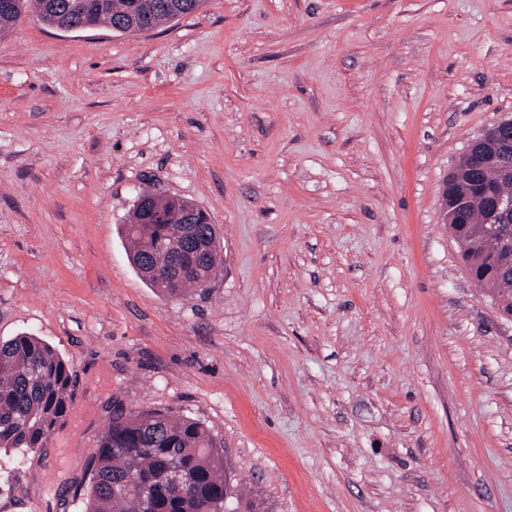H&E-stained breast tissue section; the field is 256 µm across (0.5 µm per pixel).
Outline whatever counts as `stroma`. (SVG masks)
Returning a JSON list of instances; mask_svg holds the SVG:
<instances>
[{"label": "stroma", "mask_w": 512, "mask_h": 512, "mask_svg": "<svg viewBox=\"0 0 512 512\" xmlns=\"http://www.w3.org/2000/svg\"><path fill=\"white\" fill-rule=\"evenodd\" d=\"M512 118V0H206L164 26L0 37V341L52 344L87 408L0 456V512H74L120 413L194 417L263 512H512V320L443 189ZM145 190L223 263L130 264ZM217 257L218 246H216L213 251H208V258L206 260V263L202 266L201 269L197 271V274L195 276H193L194 266L189 265L180 259L177 260V254L165 266H161L159 264L152 265L151 263L145 264V268L148 269V274L154 276L157 279L168 280L173 286L176 287L181 283L179 288H172L171 285L165 281H157L155 279L145 280L151 287L158 288L160 292L170 296H179L188 290L199 291L200 294H203L205 292L204 288H210V285L212 283L214 277L213 269L215 270V266L217 265ZM212 267L213 269L209 271L207 279L202 282L201 288L200 279L205 278L206 272Z\"/></svg>", "instance_id": "1"}]
</instances>
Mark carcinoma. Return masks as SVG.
<instances>
[{
	"label": "carcinoma",
	"mask_w": 512,
	"mask_h": 512,
	"mask_svg": "<svg viewBox=\"0 0 512 512\" xmlns=\"http://www.w3.org/2000/svg\"><path fill=\"white\" fill-rule=\"evenodd\" d=\"M204 0H0V33L13 29L31 12L42 23L89 28L120 26L126 33L139 24L155 29L198 11ZM482 163L462 157L448 174L446 213L468 206L461 222L448 228L462 261L476 283L501 308L512 313V262L491 250L484 224H511L512 215L491 216L476 202L494 193L512 194V138L490 137L477 147ZM187 200L170 196L133 207L123 225L136 270L146 251L171 254L169 232L180 222ZM218 250L208 252L197 274L177 288L155 279L147 283L179 296L204 293L200 279L217 265ZM72 398L71 372L61 354L38 336L21 334L0 341V454L23 458L44 446ZM93 470L80 512H224V455L195 418L169 411L142 410L112 420L93 453Z\"/></svg>",
	"instance_id": "1"
}]
</instances>
